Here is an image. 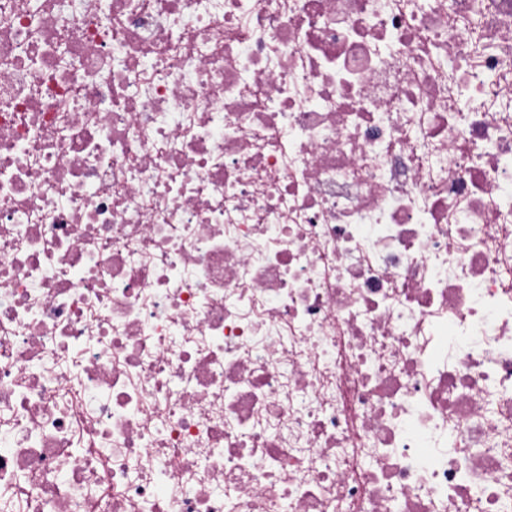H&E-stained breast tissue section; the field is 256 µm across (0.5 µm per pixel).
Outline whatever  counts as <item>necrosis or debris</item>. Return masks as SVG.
Here are the masks:
<instances>
[{
  "label": "necrosis or debris",
  "mask_w": 512,
  "mask_h": 512,
  "mask_svg": "<svg viewBox=\"0 0 512 512\" xmlns=\"http://www.w3.org/2000/svg\"><path fill=\"white\" fill-rule=\"evenodd\" d=\"M0 512H512V0H0Z\"/></svg>",
  "instance_id": "4bbe7bcc"
}]
</instances>
